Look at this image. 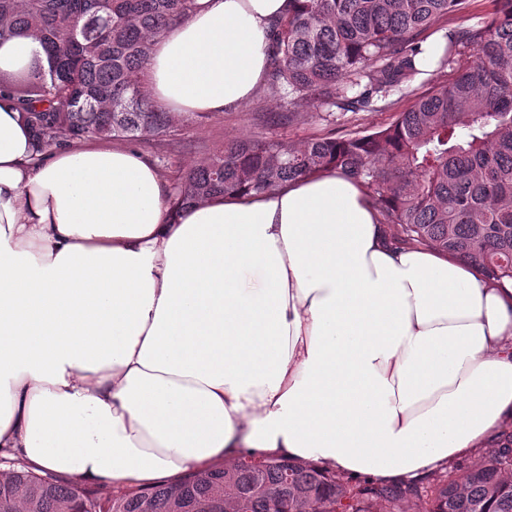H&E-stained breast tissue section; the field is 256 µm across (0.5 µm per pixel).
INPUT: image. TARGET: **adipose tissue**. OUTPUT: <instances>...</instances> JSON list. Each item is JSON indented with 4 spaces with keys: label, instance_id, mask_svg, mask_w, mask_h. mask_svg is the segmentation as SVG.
Returning <instances> with one entry per match:
<instances>
[{
    "label": "adipose tissue",
    "instance_id": "ef3b65f1",
    "mask_svg": "<svg viewBox=\"0 0 512 512\" xmlns=\"http://www.w3.org/2000/svg\"><path fill=\"white\" fill-rule=\"evenodd\" d=\"M145 86L179 117L247 102L289 0H197ZM153 163L35 154L0 97V452L116 488L298 457L420 481L512 425V281L395 247L333 171L181 212Z\"/></svg>",
    "mask_w": 512,
    "mask_h": 512
}]
</instances>
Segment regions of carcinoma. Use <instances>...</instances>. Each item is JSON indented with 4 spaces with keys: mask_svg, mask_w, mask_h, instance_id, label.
I'll use <instances>...</instances> for the list:
<instances>
[{
    "mask_svg": "<svg viewBox=\"0 0 512 512\" xmlns=\"http://www.w3.org/2000/svg\"><path fill=\"white\" fill-rule=\"evenodd\" d=\"M272 24L263 100L301 120L314 103L368 109L410 87L422 43L470 0H292ZM481 26L445 29L437 69H457L390 124L300 144L241 137L214 145L173 185L168 203L273 191L333 168L361 184L396 246H425L512 280V0ZM197 0H0V39L37 40L48 67L0 69L45 154L84 138L138 142L175 136L178 120L145 88L153 40ZM473 50L459 64L460 48ZM0 477V512H512V427L499 444L431 484L353 482L300 458L242 455L177 480L101 496L20 460Z\"/></svg>",
    "mask_w": 512,
    "mask_h": 512,
    "instance_id": "obj_1",
    "label": "carcinoma"
}]
</instances>
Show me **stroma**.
Here are the masks:
<instances>
[{"instance_id":"obj_1","label":"stroma","mask_w":512,"mask_h":512,"mask_svg":"<svg viewBox=\"0 0 512 512\" xmlns=\"http://www.w3.org/2000/svg\"><path fill=\"white\" fill-rule=\"evenodd\" d=\"M453 70L426 71L412 82L407 94L397 105L388 107L384 102H377L374 110L358 114L343 112L328 105H320L309 112L304 120L290 121L279 119L272 124H263L258 120L260 108L275 111V104H263L260 97H253L245 104L207 116L197 121L186 120L185 128L176 142L146 138L139 144L140 150L156 166L167 183H175L190 166L207 157L209 146L242 135L268 136L297 143L316 135L330 131L345 134L372 129L391 122L396 112L414 104L416 98L431 86L451 80Z\"/></svg>"}]
</instances>
